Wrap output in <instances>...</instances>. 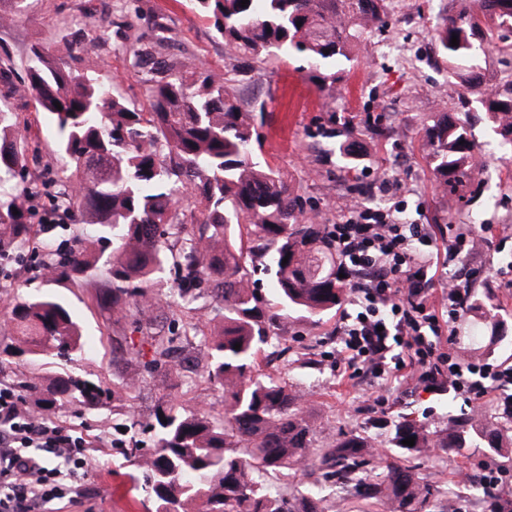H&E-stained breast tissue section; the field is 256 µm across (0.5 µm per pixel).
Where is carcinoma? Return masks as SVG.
<instances>
[{
  "mask_svg": "<svg viewBox=\"0 0 512 512\" xmlns=\"http://www.w3.org/2000/svg\"><path fill=\"white\" fill-rule=\"evenodd\" d=\"M224 39L228 51L263 63L279 52L306 61L308 78L333 93L342 76L336 62L359 57L367 35L384 23L394 0H192ZM27 0H0V21L22 16ZM512 31V0H459L436 33L450 73L470 91L464 107L483 112L500 147L512 153V80L485 87L496 34ZM459 44L451 45L452 35ZM168 75L147 81V108L116 97L110 85L56 64L35 46L27 82L12 94L31 97L55 128L70 160L67 187L56 206L69 215L73 246L52 239L34 247L29 198L37 192L20 129L28 119L0 100V266L33 261L57 281L82 280L91 300L112 311V324L146 335L151 372L176 370L224 388V408H190L169 401L155 413L153 447L130 437L123 455L136 472L134 490L146 493L153 512H327L325 487L341 485L362 503L361 512H425L434 495L413 461L435 449L457 454L483 448L505 462L512 441V393L494 415L456 416L444 437L407 414L391 422L387 439L361 434L320 441L300 413L301 395L284 378L257 373L272 329L289 314L312 318L346 299L336 275V249L327 225L305 215L295 194L259 159L258 118L243 108L220 70L194 60L161 65ZM59 102L56 108L53 102ZM423 141L434 181L448 199L479 174L472 126L446 112L426 127ZM287 263H282V260ZM175 275L171 305L210 301L223 318L213 336L192 317L178 332H150L157 303L149 290L165 271ZM273 279L277 310L254 288L252 277ZM490 327L487 346L501 339L495 308L467 297ZM12 341L0 352L21 359L15 387L35 396L37 412L64 405L94 414L106 401H124L134 379L103 381L77 372L86 341L71 308L49 292H18L10 302ZM202 337L203 373L184 367L190 338ZM240 349H234L235 344ZM165 421H160V418ZM413 437L412 447L402 441ZM307 484L306 490L300 484ZM479 500L496 512L503 486L482 484Z\"/></svg>",
  "mask_w": 512,
  "mask_h": 512,
  "instance_id": "carcinoma-1",
  "label": "carcinoma"
}]
</instances>
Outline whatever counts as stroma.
I'll use <instances>...</instances> for the list:
<instances>
[{"label": "stroma", "mask_w": 512, "mask_h": 512, "mask_svg": "<svg viewBox=\"0 0 512 512\" xmlns=\"http://www.w3.org/2000/svg\"><path fill=\"white\" fill-rule=\"evenodd\" d=\"M455 7L456 0H397L383 27L369 37L364 54L357 61L337 64L342 79L332 95L311 83L306 63L292 55L269 59L240 74L242 57L228 52L191 0H28L25 15L0 28V63L12 67L13 83L22 84L31 48L39 44L60 64L111 84L116 95L139 105L146 81L156 75L153 62L200 61L227 73L244 103L264 104L261 157L308 199L321 223L339 222L334 202L351 197L374 208H395L402 223L429 224L449 208L433 181L422 130L439 113L458 112L464 91L450 76L448 61L434 38L436 28ZM77 40L97 43L98 48L74 59L71 45ZM136 49L151 51L150 62L135 65ZM9 105L29 118L30 134L39 146L37 160L29 164L39 186L38 195L29 202L36 236L68 239L70 221L53 208L57 178L67 164L58 150L56 132L30 98L15 95ZM339 115L353 118V136L336 133ZM377 119L387 127L386 136L372 135ZM465 119L479 145L482 174L462 188L463 199L453 210L452 221L468 225L477 220L490 227L484 245L467 262L480 272L473 285L475 294L497 306L509 340L491 348L473 344L470 337L479 316L472 312L452 348L464 359L512 364V158H501L498 137L484 113L472 112ZM350 138L359 157L354 184L340 177L339 147ZM23 283L32 289L44 285L63 295L89 334L99 335L81 363L83 373L107 384L122 376L139 380L125 407L107 405L92 416L74 407L58 414L64 428L78 431L95 446L90 468L80 481L88 495L62 501V512H150L152 504L145 494L134 496L128 491L132 470L126 467L120 446L112 442L114 425L132 418L153 421L158 405L172 399L220 408L223 390L186 383L174 372L145 373L142 363L150 359L151 351L141 333L128 334L127 348L113 351L111 312L93 304L78 283H43L24 263L0 269V347L11 341L7 307L17 285ZM350 309V304H343L317 322L296 315L282 321L286 353L261 359L259 373L298 384L304 395L303 417L324 434L363 431L383 439L389 421L401 413L413 414L428 430L450 433L449 409L465 406L455 392L441 394L397 382L385 385L336 371L327 354L338 348L336 328ZM380 394L387 399L382 407L374 403ZM495 461V455L472 448L423 464L420 475L435 490L437 512L450 505L456 512H483L473 493H459L457 480L460 472L478 475Z\"/></svg>", "instance_id": "obj_1"}]
</instances>
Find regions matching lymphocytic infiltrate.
I'll return each instance as SVG.
<instances>
[{
	"label": "lymphocytic infiltrate",
	"mask_w": 512,
	"mask_h": 512,
	"mask_svg": "<svg viewBox=\"0 0 512 512\" xmlns=\"http://www.w3.org/2000/svg\"><path fill=\"white\" fill-rule=\"evenodd\" d=\"M330 233L350 303L358 308L344 314L336 330L335 363L349 376L427 388L446 382L476 407L512 385V365L465 360L443 346L444 338L456 336L466 302L458 283L436 284L434 272L440 254L456 264L476 250L482 239L475 231L449 234L440 250L431 225L403 224L393 211L362 204L343 208ZM90 447L51 417L33 415L15 387L0 383V512H45L67 498L90 465ZM50 455L63 468L47 467Z\"/></svg>",
	"instance_id": "lymphocytic-infiltrate-1"
}]
</instances>
